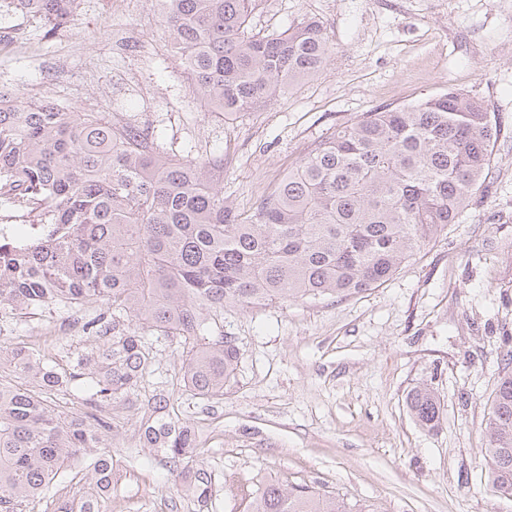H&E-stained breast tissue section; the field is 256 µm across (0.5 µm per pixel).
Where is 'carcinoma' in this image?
I'll list each match as a JSON object with an SVG mask.
<instances>
[{"label":"carcinoma","instance_id":"carcinoma-1","mask_svg":"<svg viewBox=\"0 0 512 512\" xmlns=\"http://www.w3.org/2000/svg\"><path fill=\"white\" fill-rule=\"evenodd\" d=\"M261 0H156L195 92L213 112L262 106L315 76L333 46L313 20L267 36L250 35ZM57 29L78 0H17ZM497 127L482 101L449 90L420 103L367 112L340 124L250 215L224 204L217 164L170 155L155 130L116 126L99 114L56 112L0 88V179L44 206L46 224L22 243L0 244V306L103 307L83 329L96 350L63 367L26 346L0 354L30 380L0 378V512L71 475L82 491L60 495L53 512H101L114 480L103 446L111 423L103 404L126 401L152 364L149 338L177 340L186 391L224 395L239 349L211 326L228 307L350 295L377 288L427 242L458 222L485 179ZM90 390L88 411L50 405L55 391ZM140 426L149 447L173 464L198 455L195 430L152 397ZM414 421L432 430L440 399L413 388ZM482 449L497 493L512 494V372L498 381ZM175 483L207 495L206 470L182 469ZM245 512H352L308 485L271 482Z\"/></svg>","mask_w":512,"mask_h":512}]
</instances>
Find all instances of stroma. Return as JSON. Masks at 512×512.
<instances>
[{"label": "stroma", "mask_w": 512, "mask_h": 512, "mask_svg": "<svg viewBox=\"0 0 512 512\" xmlns=\"http://www.w3.org/2000/svg\"><path fill=\"white\" fill-rule=\"evenodd\" d=\"M311 17L334 47L324 68L232 116L208 111L194 92L155 0H78L74 19L52 32L18 11L0 20L13 34L0 42V87L154 128L180 157L220 159L224 199L245 216L362 113L453 89L497 120L486 181L460 222L386 283L225 312L240 357L220 399L191 397L178 378L181 347L155 341L152 373L116 409L108 446L124 470L103 512H243L236 487L274 480L334 493L358 512H512L481 454L512 351V0H261L249 31L279 33ZM97 311L2 306L0 346L66 363L90 351L81 324ZM426 382L442 405L431 432L407 408ZM159 392L197 434L206 501L178 492L172 463L140 439Z\"/></svg>", "instance_id": "obj_1"}]
</instances>
